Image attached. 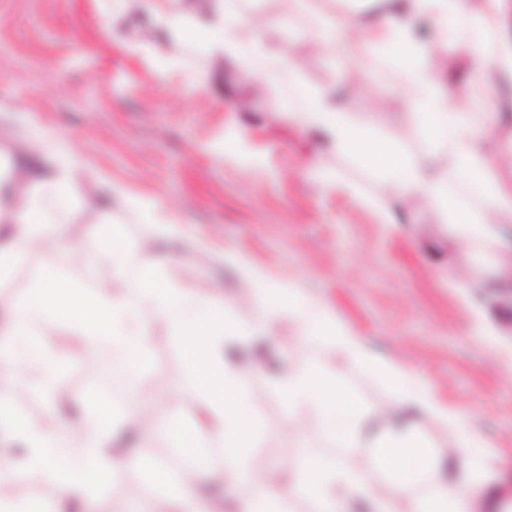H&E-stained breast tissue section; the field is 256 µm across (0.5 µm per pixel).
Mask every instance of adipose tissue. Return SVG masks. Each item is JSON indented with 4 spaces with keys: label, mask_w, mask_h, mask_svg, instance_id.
I'll list each match as a JSON object with an SVG mask.
<instances>
[{
    "label": "adipose tissue",
    "mask_w": 512,
    "mask_h": 512,
    "mask_svg": "<svg viewBox=\"0 0 512 512\" xmlns=\"http://www.w3.org/2000/svg\"><path fill=\"white\" fill-rule=\"evenodd\" d=\"M391 2L389 11L378 15L371 27H363L358 16L346 12L321 21L313 36L326 45L344 43L346 53L356 58L386 55L394 59L409 106L407 120L428 147L447 148L448 167L434 169L411 154L404 140L359 125L331 91L304 92L296 117L304 131L322 135L329 149L390 183L399 196L431 204L446 223L479 236L492 235L489 212L512 211V187L500 178L501 167L512 162V152L493 136L499 80L512 76V42L501 33V0H486L478 9L466 7L463 0ZM135 5L149 12L171 39L208 56L240 58L244 72L258 74L264 85L278 81L285 61L269 35H258V53L243 52L240 0H201L194 10L173 0L163 11L154 10L152 0H113L112 10L122 13ZM453 36L467 40L478 61L476 85L483 90L481 98L471 95L476 85L437 86L426 77L429 60L438 58L443 43ZM87 180L86 170L75 164L65 165L63 176L48 193L42 187L0 177V187L13 188L12 195L0 197V223L12 229L9 246L0 247V278L12 273L24 245L49 241L70 247L67 228L53 224L49 210L68 208ZM99 246L112 255L111 276L82 286L70 279L60 262L44 269L25 298L11 305L9 341L0 348V368L36 376L40 390L47 397H57L56 355L41 347L35 336L58 321L73 324L90 349L111 348L103 371H122L127 412L137 417L142 413L136 395L138 371L148 358L153 331L165 328L177 342L182 361L181 375L171 390L205 404L221 427L224 449L221 464L202 463L189 478L162 463L141 464L145 484L167 490L177 512H217L203 491L211 483L250 484L251 491L240 501L238 512H288V501L300 488L313 499L316 512H352L359 499L373 501L376 512H396L400 499L406 500L407 512H471L480 500V492L464 493L448 484L416 494L418 475L433 463L431 443L396 416L370 420L355 392L313 356L300 366H281L274 380L288 405V416L294 419L314 412L320 436L340 448L358 447L362 434H369V471L361 473L339 459L318 458L307 464L302 485L284 487L268 479L266 470L253 466L246 455L251 427L258 418L257 411L246 408L251 396L250 370L229 362L224 348L229 343L248 344L275 320L297 325L303 347H333L342 361L377 379L402 403L421 408L447 425L461 464H468L486 442L472 427L461 424L458 414L435 403L408 368L372 350L329 309L308 303L298 289L269 284L262 273L243 268L257 305L244 321L237 314L236 302L187 297L164 278L159 263L142 261L120 244L112 230L100 235ZM0 432L14 440L12 446L0 448V459L17 460L13 467L0 468V485L33 480L60 494L51 502H11L7 512H61L64 498L93 497L116 463L111 446L112 408L105 401L97 407L96 421L75 438L68 432L46 430L37 420L20 415L12 397L0 393ZM375 474L386 476L391 483L385 498L376 496L371 480Z\"/></svg>",
    "instance_id": "obj_1"
}]
</instances>
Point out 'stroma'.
I'll return each instance as SVG.
<instances>
[{
	"mask_svg": "<svg viewBox=\"0 0 512 512\" xmlns=\"http://www.w3.org/2000/svg\"><path fill=\"white\" fill-rule=\"evenodd\" d=\"M241 6V40H252L255 25L276 20L277 47L300 57L275 86L262 90L243 79L231 57L202 55L157 34L145 37L144 17L115 19L111 0H0V160L25 184L58 176L67 161L89 175L83 200L51 213L78 251L29 247L0 281V331L8 303L56 261L66 260L79 284L89 282L94 269L111 267V254L94 249L99 214L87 205L103 200L123 243L142 260L161 262L164 277L184 294L236 300L240 316L250 318L254 305L230 260L237 254L413 368L421 387L488 443L468 468L454 466L447 428L417 414L440 461L437 479L466 485L490 475L485 512H498L512 490V267L499 264L512 254V212L495 214L496 237L464 238L430 204L397 198L302 132L293 116L299 92L349 84L353 93L343 106L357 123H376L414 154L428 151L406 121L395 71L371 60L355 63L341 47L311 38L317 17L335 14L334 0L289 11L283 0H242ZM322 169L336 175L326 188L317 181ZM360 189L381 207L361 202ZM140 201L153 205L152 217L137 209ZM384 208L405 216V223H383ZM90 250L96 253L91 266L84 257ZM62 336L80 333L59 322L42 329L38 340L69 364L61 381L85 399L90 372L101 364L87 350L60 347ZM316 354L368 408L397 409L393 394L334 350L322 346ZM256 358L303 363L296 326L276 322ZM181 367L173 339L155 329L137 397L156 431L148 446H125L128 459L165 457L169 420L191 414L199 429L210 428L200 404L159 400ZM252 383L264 391L247 450L253 464L279 471L289 483L300 478V457L355 456V449L319 437L314 413L289 427L288 407L267 377ZM111 482L114 491L93 496L89 512H134L158 496L142 487L128 460L115 466Z\"/></svg>",
	"mask_w": 512,
	"mask_h": 512,
	"instance_id": "1",
	"label": "stroma"
}]
</instances>
